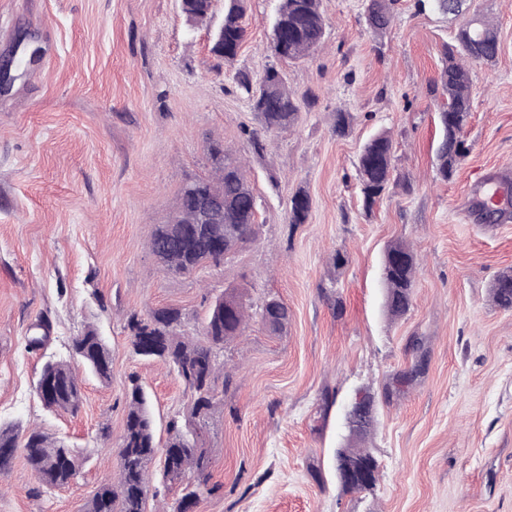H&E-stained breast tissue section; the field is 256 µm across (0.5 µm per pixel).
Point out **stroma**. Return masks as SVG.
<instances>
[{
    "mask_svg": "<svg viewBox=\"0 0 512 512\" xmlns=\"http://www.w3.org/2000/svg\"><path fill=\"white\" fill-rule=\"evenodd\" d=\"M369 4L321 0L322 47L285 62L270 48L278 0H247L246 37L226 64L179 0H0V60L11 63L0 75V426L40 429L79 464L50 490L15 455L0 512H82L117 471L132 383L150 397L158 437L172 417L190 420L182 381L134 353L126 320L173 306L193 334L207 298L228 289L256 307L279 297L291 320L279 336L251 321L225 345L229 384L204 431L214 490L193 512H512V310L490 295L512 269V206L492 223L474 194L512 171V0L469 4L500 49L470 68L468 151L446 181L434 166V87L461 20L432 0H392L377 32ZM270 66L314 100L257 155L244 133L260 119L237 76L257 81ZM340 110L351 115L341 134ZM378 132L393 140L392 181L367 210L356 164ZM215 140L247 157L257 239L220 265L165 274L152 232L186 181L210 175ZM301 189L311 211L295 226L288 204ZM397 241L417 268L412 306L393 320L381 261ZM41 317L50 339L28 349ZM90 326L112 377L81 372L79 412L54 413L37 396L40 371ZM360 391L375 400L365 445L379 477L349 492L334 453Z\"/></svg>",
    "mask_w": 512,
    "mask_h": 512,
    "instance_id": "1",
    "label": "stroma"
}]
</instances>
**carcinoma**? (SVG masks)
<instances>
[{
	"mask_svg": "<svg viewBox=\"0 0 512 512\" xmlns=\"http://www.w3.org/2000/svg\"><path fill=\"white\" fill-rule=\"evenodd\" d=\"M185 12L190 25H208L213 0H185ZM245 13L246 0H226L224 19L211 47L216 57L226 62L236 58L246 35ZM391 20L385 4L371 0L370 26L383 30ZM325 33L320 0H281L272 49L282 59L306 58L323 43ZM496 43L495 25L480 17L476 22L461 24L455 43L444 45L438 86L446 103L437 116L442 137L436 149L437 173L444 180L453 175L467 153L463 129L471 111V81L462 59L491 62L498 54ZM238 85L258 113L263 132L284 131L297 123L299 106L278 70L266 69L257 90L246 73L238 75ZM392 154L393 142L385 133L376 135L364 146L358 177L368 210L389 188ZM209 155L214 175L209 179L194 178L190 185L183 186L176 216L167 224L156 225L153 231L150 250L167 274H190L207 263L218 265L243 247V243L256 240L257 201L242 159L225 149L220 141L213 142ZM310 209L309 194L297 191L289 202V223H306ZM416 265L415 254L402 242L390 245L384 255V305L393 320L404 316L411 307ZM491 295L496 306L512 309L511 272L496 277ZM250 309L243 295L226 291L209 302L201 330L195 336L185 334L184 317L178 308L163 307L146 317L133 314L128 318L127 330L134 352L160 359L173 368L190 396L196 427L185 431L179 420L172 418L167 425L168 440L159 446L144 391L141 385L132 383L127 394L118 471L112 480L100 485L84 512H146L148 497L160 494L149 477L153 467L159 471L162 485L181 484V494L170 512H192L207 491L210 479V459L201 433L217 404L224 344L242 335L255 315L273 335L284 333L288 327V306L278 298L271 306L262 304L254 314ZM72 350L73 359L100 380L111 378L112 356L97 330L88 328L75 337ZM36 390L44 406L53 412L74 415L80 408V383L69 361L47 362ZM373 423L374 397L368 394L364 409L350 425L347 445L337 454L357 461L374 460L371 449L361 446ZM19 451L48 488L67 485L77 476L76 457L63 442L36 428L21 438L14 429L0 427V471L8 469Z\"/></svg>",
	"mask_w": 512,
	"mask_h": 512,
	"instance_id": "1",
	"label": "carcinoma"
}]
</instances>
